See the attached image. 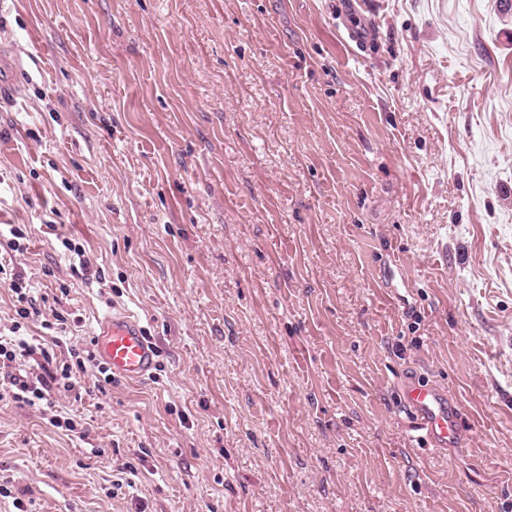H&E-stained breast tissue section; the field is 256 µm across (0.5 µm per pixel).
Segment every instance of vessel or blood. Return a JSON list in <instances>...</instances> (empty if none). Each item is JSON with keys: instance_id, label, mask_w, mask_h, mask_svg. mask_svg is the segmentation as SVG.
I'll return each mask as SVG.
<instances>
[{"instance_id": "obj_1", "label": "vessel or blood", "mask_w": 512, "mask_h": 512, "mask_svg": "<svg viewBox=\"0 0 512 512\" xmlns=\"http://www.w3.org/2000/svg\"><path fill=\"white\" fill-rule=\"evenodd\" d=\"M94 342L97 357L114 378L139 381L152 375L157 347L133 315L119 312L106 316ZM405 402L432 442L445 445L456 439L460 431L457 413L435 388L410 385L405 390Z\"/></svg>"}]
</instances>
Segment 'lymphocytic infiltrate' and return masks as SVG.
I'll use <instances>...</instances> for the list:
<instances>
[{"mask_svg":"<svg viewBox=\"0 0 512 512\" xmlns=\"http://www.w3.org/2000/svg\"><path fill=\"white\" fill-rule=\"evenodd\" d=\"M0 284L12 292L17 316L11 335L0 336V402L52 408L57 388L75 390L89 377L100 384L111 383V372L97 360L90 344L78 345L68 339L79 327L80 317L57 310L44 315L33 289L13 263L0 262ZM35 320L51 331L50 345H35L20 336L24 323ZM31 362L36 371H28Z\"/></svg>","mask_w":512,"mask_h":512,"instance_id":"f902f5d3","label":"lymphocytic infiltrate"}]
</instances>
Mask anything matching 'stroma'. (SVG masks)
<instances>
[{"label": "stroma", "mask_w": 512, "mask_h": 512, "mask_svg": "<svg viewBox=\"0 0 512 512\" xmlns=\"http://www.w3.org/2000/svg\"><path fill=\"white\" fill-rule=\"evenodd\" d=\"M0 80L15 266L158 348L0 403V512H512V0H0ZM61 245L65 249V255L70 257H78L79 259V268L82 271V275L84 276V279L88 281V283H93L94 280L97 283H101L100 276L98 274L97 269H93L91 267V264L87 261L85 257V248L82 245H76L72 242L71 239L68 238H62L61 239ZM67 252V253H66ZM405 403L416 416V425L434 443L448 445L459 434L455 408L449 407L431 386L412 384L405 390Z\"/></svg>", "instance_id": "35a3bbf8"}]
</instances>
